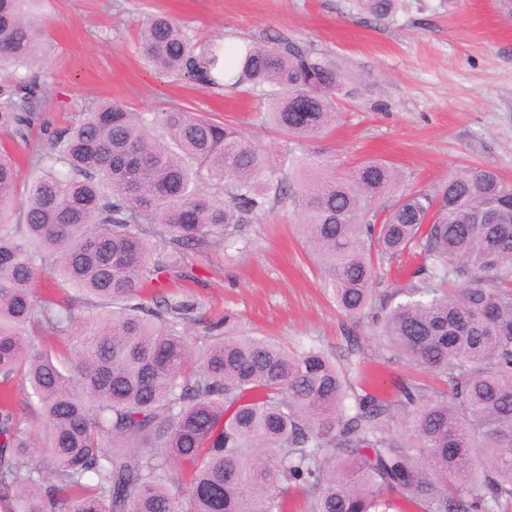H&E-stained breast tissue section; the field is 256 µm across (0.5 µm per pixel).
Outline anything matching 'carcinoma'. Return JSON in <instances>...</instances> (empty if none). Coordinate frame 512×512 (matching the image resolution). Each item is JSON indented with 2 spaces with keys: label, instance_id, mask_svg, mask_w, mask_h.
<instances>
[{
  "label": "carcinoma",
  "instance_id": "obj_1",
  "mask_svg": "<svg viewBox=\"0 0 512 512\" xmlns=\"http://www.w3.org/2000/svg\"><path fill=\"white\" fill-rule=\"evenodd\" d=\"M39 2L0 0V134L24 146ZM401 2L357 0L376 21ZM139 40L158 71L267 101L286 145L272 156L233 123L101 100L35 154L23 197L0 149V512H285L299 498L307 512H512V183L458 174L380 216L396 168L342 167L319 145L345 86L335 64L285 39L199 48L165 13ZM293 199L340 313L380 309L385 349L438 384L390 399L354 381L353 360L231 333L185 295L145 299ZM406 252L416 281L377 298L379 265ZM44 276L59 296L36 294Z\"/></svg>",
  "mask_w": 512,
  "mask_h": 512
}]
</instances>
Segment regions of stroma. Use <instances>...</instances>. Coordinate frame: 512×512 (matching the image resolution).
Instances as JSON below:
<instances>
[{
    "label": "stroma",
    "instance_id": "1",
    "mask_svg": "<svg viewBox=\"0 0 512 512\" xmlns=\"http://www.w3.org/2000/svg\"><path fill=\"white\" fill-rule=\"evenodd\" d=\"M155 12L173 16L198 44L311 46L348 76L335 127L324 144L346 165L369 158L398 172L395 194L430 190L449 177L491 169L512 181V19L496 0H404L379 23L355 0H42L50 49L37 70L43 95L34 142L67 126L98 100L132 112H189L238 123L253 142L277 151L260 98L157 71L145 62L139 30ZM301 209L274 206L246 225L234 248L193 261L182 291L198 314L229 326L315 345L338 366L358 347V383L395 394L417 373L391 357L376 317H343L324 288L299 224Z\"/></svg>",
    "mask_w": 512,
    "mask_h": 512
}]
</instances>
